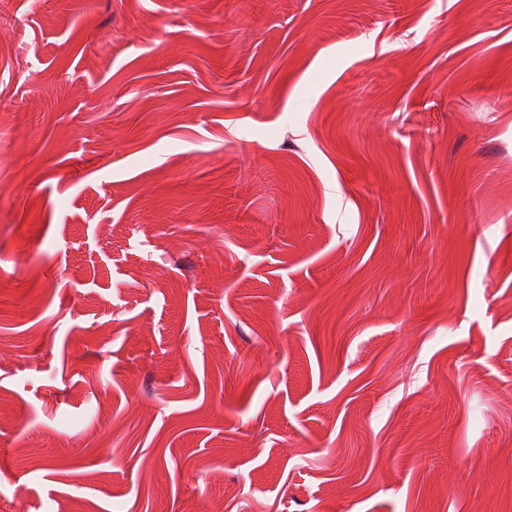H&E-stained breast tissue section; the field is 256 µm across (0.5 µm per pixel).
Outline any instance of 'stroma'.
<instances>
[{
	"label": "stroma",
	"instance_id": "35a3bbf8",
	"mask_svg": "<svg viewBox=\"0 0 512 512\" xmlns=\"http://www.w3.org/2000/svg\"><path fill=\"white\" fill-rule=\"evenodd\" d=\"M512 512V0H0V512Z\"/></svg>",
	"mask_w": 512,
	"mask_h": 512
}]
</instances>
